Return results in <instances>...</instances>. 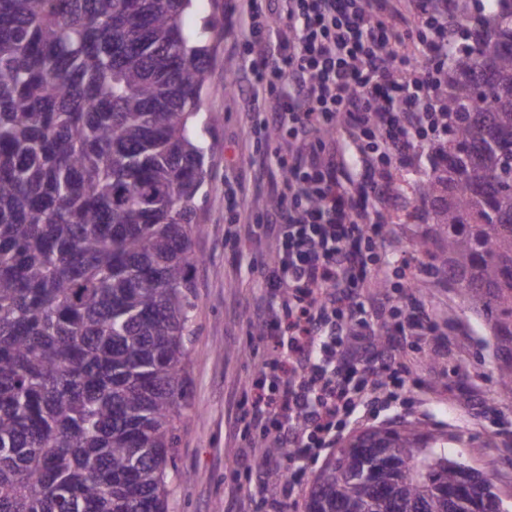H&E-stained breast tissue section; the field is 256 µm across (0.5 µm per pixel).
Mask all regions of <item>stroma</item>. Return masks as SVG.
<instances>
[{
  "label": "stroma",
  "instance_id": "35a3bbf8",
  "mask_svg": "<svg viewBox=\"0 0 512 512\" xmlns=\"http://www.w3.org/2000/svg\"><path fill=\"white\" fill-rule=\"evenodd\" d=\"M243 38L241 29L222 24L210 37L199 132L203 139H218L221 148L207 163L206 184L196 200L204 230L194 241L200 262L196 329L187 343L190 408L177 431L169 512H266L262 503L245 499L259 474L247 471L244 461L259 452L261 434L255 428L240 431L239 413L231 405L260 379V368L271 357L254 310L265 297L255 267L272 260V243L254 237L236 250L224 244L225 183L241 185L242 206L255 216L271 197L268 181L257 179L252 166L247 101L224 85L226 76H244L234 50ZM429 170L425 160L396 176L385 242L372 274L378 286L370 295L387 326L396 324L397 307L427 325L403 351L411 400L394 409L370 408L348 432L419 424L441 437L449 460L489 475L505 512H512V394L502 393L498 383L499 368L512 354L502 349L483 313L455 289L421 273L428 226L419 217L420 181ZM412 275L419 288L411 298L402 286Z\"/></svg>",
  "mask_w": 512,
  "mask_h": 512
}]
</instances>
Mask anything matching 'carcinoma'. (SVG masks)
Listing matches in <instances>:
<instances>
[{"label":"carcinoma","mask_w":512,"mask_h":512,"mask_svg":"<svg viewBox=\"0 0 512 512\" xmlns=\"http://www.w3.org/2000/svg\"><path fill=\"white\" fill-rule=\"evenodd\" d=\"M192 0H0V512H167L187 417L201 234L220 149L197 126L212 21ZM423 183L428 274L512 351V0L451 55ZM343 445L305 512H476L493 484L415 425Z\"/></svg>","instance_id":"1"}]
</instances>
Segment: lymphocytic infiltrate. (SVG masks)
<instances>
[{"mask_svg": "<svg viewBox=\"0 0 512 512\" xmlns=\"http://www.w3.org/2000/svg\"><path fill=\"white\" fill-rule=\"evenodd\" d=\"M227 0V27L245 22L240 54L254 103L251 134L277 126L288 149L260 160L275 175L274 206L253 217L224 189L234 238L255 229L276 244L256 272L270 303L262 310L275 357L241 401L238 421L263 430L259 463L288 468L277 491L252 495L272 512L293 498L306 460L336 445L386 380L405 385L409 368L391 357L384 327L363 294L383 247L385 212L398 169L430 156L448 136L440 93L448 54L464 30L456 0Z\"/></svg>", "mask_w": 512, "mask_h": 512, "instance_id": "1", "label": "lymphocytic infiltrate"}]
</instances>
